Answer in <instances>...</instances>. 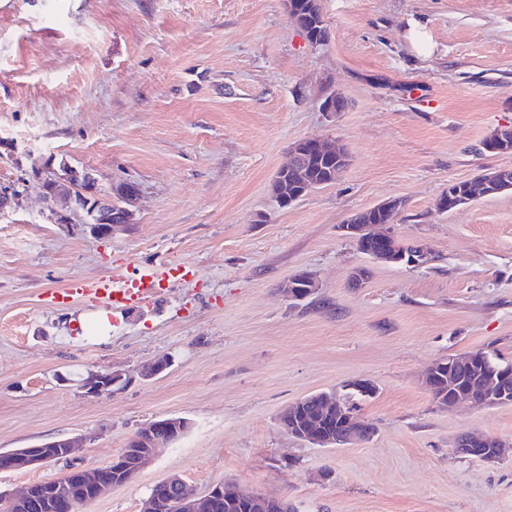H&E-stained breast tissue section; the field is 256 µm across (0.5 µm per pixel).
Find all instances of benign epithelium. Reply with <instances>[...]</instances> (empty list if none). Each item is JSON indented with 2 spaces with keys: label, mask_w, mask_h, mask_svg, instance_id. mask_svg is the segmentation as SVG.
<instances>
[{
  "label": "benign epithelium",
  "mask_w": 512,
  "mask_h": 512,
  "mask_svg": "<svg viewBox=\"0 0 512 512\" xmlns=\"http://www.w3.org/2000/svg\"><path fill=\"white\" fill-rule=\"evenodd\" d=\"M346 161L336 144L316 138L303 139L292 146L290 162L278 169V172L296 173L301 178L307 171L311 157ZM96 208L100 209L102 220L91 225L93 233L99 237L112 234L116 224L112 221V198L98 194L94 196ZM369 225L345 226L342 231L352 234V238L361 239L364 243H372L375 248L369 251L371 258L381 262L402 261L393 257L389 251L390 241L397 233L392 223L380 225V231H368ZM306 287H298V282ZM288 297L295 300L304 299L316 288L315 276L309 271H301L293 275L285 284ZM471 364L468 355L441 359L433 363L426 374V386L435 389L441 375L439 366L464 367ZM122 381L119 374L113 372H97L91 374L86 383V392L101 395L112 390ZM512 401V371L495 370L488 373L487 380L479 387L465 394L448 393V405L454 406L466 402L480 403L485 406H498ZM322 414L326 424L311 427L304 424L289 412H284L282 425L288 434L318 445L322 448H340L352 444L364 443L374 434V430L365 426L350 428L355 423L354 415L335 405L332 399L322 402ZM186 421L182 418L170 417L158 420L147 428L137 432L126 443L120 455L114 457L106 465L94 468L72 466L59 479L41 481L29 485L19 496L13 497L0 493V499L6 501L13 512H78L79 506L108 495L112 489L132 481L153 459L158 448L169 446L177 434L184 431ZM459 444L465 448L472 458L495 463L502 459V447L492 436L471 432L459 437ZM74 442L69 438L45 440L29 448H18L0 452V471H28L47 462L67 461L73 454ZM168 487V506L171 512H213V509L224 501L235 502L242 495L228 481L214 484L200 495H191L181 478L171 476L161 482ZM249 508L253 512H268L275 507L278 512H288L290 506L281 500L269 498L259 492L247 493Z\"/></svg>",
  "instance_id": "benign-epithelium-1"
}]
</instances>
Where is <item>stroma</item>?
Segmentation results:
<instances>
[{"label": "stroma", "instance_id": "1", "mask_svg": "<svg viewBox=\"0 0 512 512\" xmlns=\"http://www.w3.org/2000/svg\"><path fill=\"white\" fill-rule=\"evenodd\" d=\"M320 5L314 44L284 0H0V140L13 144L0 186L19 192L0 212V451L79 438L75 463L103 465L150 422H187L82 512H140L172 475L294 512H512V450L495 464L453 452L471 431L512 443V405L445 408L423 380L454 354L512 361V192L436 207L449 183L512 168V153L481 148L512 127V0ZM332 92L347 103L334 115ZM307 137L351 161L279 207L273 176ZM63 163L106 193L135 184L133 224L99 238L82 210L56 223L42 182ZM389 199L428 264L372 261L342 235ZM151 264L182 275L139 307L52 299ZM302 270L318 287L288 299ZM105 370L122 383L88 395L83 380ZM358 378L376 387L360 410L372 440L321 448L281 428L288 405Z\"/></svg>", "mask_w": 512, "mask_h": 512}]
</instances>
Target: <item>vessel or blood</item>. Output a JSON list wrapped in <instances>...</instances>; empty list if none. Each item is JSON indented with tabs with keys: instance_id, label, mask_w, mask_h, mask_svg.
I'll use <instances>...</instances> for the list:
<instances>
[{
	"instance_id": "1",
	"label": "vessel or blood",
	"mask_w": 512,
	"mask_h": 512,
	"mask_svg": "<svg viewBox=\"0 0 512 512\" xmlns=\"http://www.w3.org/2000/svg\"><path fill=\"white\" fill-rule=\"evenodd\" d=\"M171 277L163 266H150L139 271L136 279L127 281L112 277L98 279L92 285L93 293L107 304L124 308L147 302L161 295L163 285Z\"/></svg>"
}]
</instances>
